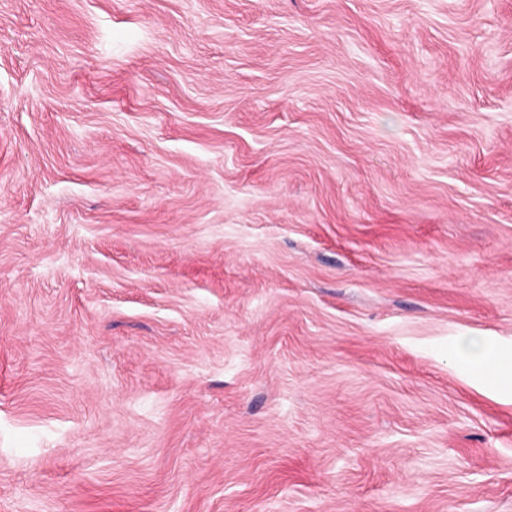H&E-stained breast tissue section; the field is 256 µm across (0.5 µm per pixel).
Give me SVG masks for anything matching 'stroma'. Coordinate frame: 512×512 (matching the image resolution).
Here are the masks:
<instances>
[{"label": "stroma", "instance_id": "35a3bbf8", "mask_svg": "<svg viewBox=\"0 0 512 512\" xmlns=\"http://www.w3.org/2000/svg\"><path fill=\"white\" fill-rule=\"evenodd\" d=\"M0 512H512V0H0ZM464 349L470 362L478 368L491 369L494 351L490 344L471 339L464 344Z\"/></svg>", "mask_w": 512, "mask_h": 512}]
</instances>
